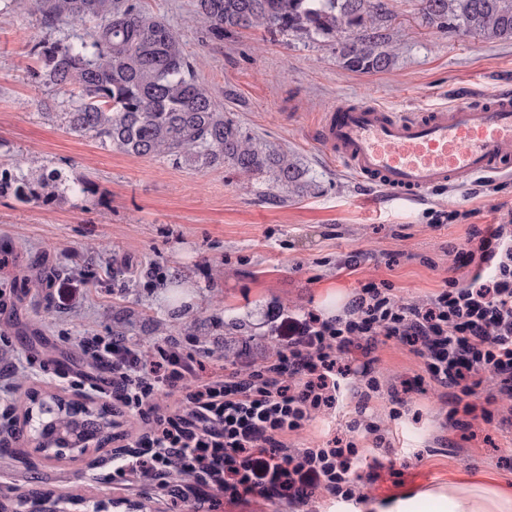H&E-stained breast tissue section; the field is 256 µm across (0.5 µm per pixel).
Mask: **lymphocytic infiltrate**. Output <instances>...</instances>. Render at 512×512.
I'll return each instance as SVG.
<instances>
[{
    "mask_svg": "<svg viewBox=\"0 0 512 512\" xmlns=\"http://www.w3.org/2000/svg\"><path fill=\"white\" fill-rule=\"evenodd\" d=\"M462 254L489 274L444 278L416 303L391 281H366L340 314L307 312L275 352L246 364L174 343L146 349L112 337L86 341L85 353L112 372L113 440L126 437L124 415L142 427L136 453L115 457L113 475L202 479L230 504L253 497L302 505L318 487L348 502L363 461L358 434L394 452L388 428L367 413L372 401L387 399L390 419H398L412 382H427L448 392L452 429L493 422L489 404L512 401V224L474 228ZM383 337L421 359L415 381L386 387L374 375ZM330 415L346 416L348 437L289 448V438Z\"/></svg>",
    "mask_w": 512,
    "mask_h": 512,
    "instance_id": "obj_1",
    "label": "lymphocytic infiltrate"
}]
</instances>
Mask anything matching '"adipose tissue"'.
<instances>
[{
	"instance_id": "adipose-tissue-1",
	"label": "adipose tissue",
	"mask_w": 512,
	"mask_h": 512,
	"mask_svg": "<svg viewBox=\"0 0 512 512\" xmlns=\"http://www.w3.org/2000/svg\"><path fill=\"white\" fill-rule=\"evenodd\" d=\"M389 512H512V485L463 471L448 484L400 500Z\"/></svg>"
}]
</instances>
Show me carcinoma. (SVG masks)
Wrapping results in <instances>:
<instances>
[{"mask_svg": "<svg viewBox=\"0 0 512 512\" xmlns=\"http://www.w3.org/2000/svg\"><path fill=\"white\" fill-rule=\"evenodd\" d=\"M427 24L486 39H512V0H420ZM43 28L62 37H42L31 48L32 79L69 93V130L128 154L166 158L209 168L229 165L251 179L269 173L267 196L285 200L308 193L300 163L288 152L261 146L244 134L197 78L177 30L146 12L142 0H30ZM389 0H193L192 23L211 41L232 31L264 29L271 35L322 39L336 45L342 66L360 73L387 71L393 62L380 22ZM93 181L66 184L60 172L43 169L36 180L5 173L0 193L51 201L64 193H89ZM38 451L79 453L89 439L112 440V424L98 423L100 407L52 405L31 398Z\"/></svg>", "mask_w": 512, "mask_h": 512, "instance_id": "carcinoma-1", "label": "carcinoma"}]
</instances>
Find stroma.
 Listing matches in <instances>:
<instances>
[{"mask_svg":"<svg viewBox=\"0 0 512 512\" xmlns=\"http://www.w3.org/2000/svg\"><path fill=\"white\" fill-rule=\"evenodd\" d=\"M181 33L201 83L244 133L294 154L312 184L307 194L267 200L264 179L245 180L227 166L195 169L164 158L138 157L72 133L67 93L31 82L33 39L45 36L28 0L0 15V167L22 160L38 177L55 169L67 181L94 182L84 197L46 205L0 194V365L26 372L15 388L0 387V425L22 423L26 394L88 396L111 404L98 363L84 339L122 333L149 346L168 338L187 349L209 348L228 362L263 357L287 317L327 311L328 296L344 307L362 282L386 279L409 303L439 288L472 226L512 219V175L469 180L410 203L362 185L314 136L336 102L377 103L396 112L450 103L453 92L483 93L512 77V40L441 32L423 19L418 0H389L382 30L394 49L388 71L345 70L330 43L270 36L261 29L212 42L188 26L191 0H143ZM469 217L435 225L429 210ZM357 256L350 272L341 264ZM374 365L385 383L420 373V360L393 340ZM448 405L424 387L389 421L396 453L369 448L357 482L361 506L396 500L447 483L459 470L512 483V433L475 422L448 429ZM111 442L87 456L47 463L0 457V502L16 507L36 491L68 495L83 487L88 503L119 512V497L147 512H196L180 487L169 491L112 478Z\"/></svg>","mask_w":512,"mask_h":512,"instance_id":"1","label":"stroma"}]
</instances>
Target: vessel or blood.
<instances>
[{"label": "vessel or blood", "instance_id": "obj_1", "mask_svg": "<svg viewBox=\"0 0 512 512\" xmlns=\"http://www.w3.org/2000/svg\"><path fill=\"white\" fill-rule=\"evenodd\" d=\"M318 138L353 174L393 198L418 201L478 176L512 173V91L416 112L340 101L325 112Z\"/></svg>", "mask_w": 512, "mask_h": 512}]
</instances>
